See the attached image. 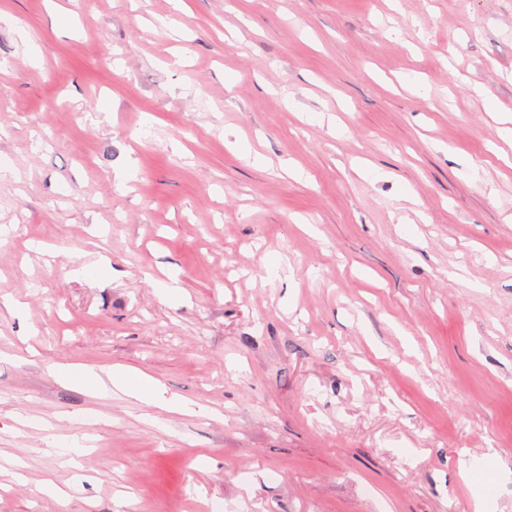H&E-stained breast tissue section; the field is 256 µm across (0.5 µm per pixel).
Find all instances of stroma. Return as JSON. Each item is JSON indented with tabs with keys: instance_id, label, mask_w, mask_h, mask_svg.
Here are the masks:
<instances>
[{
	"instance_id": "35a3bbf8",
	"label": "stroma",
	"mask_w": 512,
	"mask_h": 512,
	"mask_svg": "<svg viewBox=\"0 0 512 512\" xmlns=\"http://www.w3.org/2000/svg\"><path fill=\"white\" fill-rule=\"evenodd\" d=\"M185 3L0 0V512H512V0ZM111 380L116 388L144 403H156L159 399L158 383L141 372L113 370Z\"/></svg>"
}]
</instances>
